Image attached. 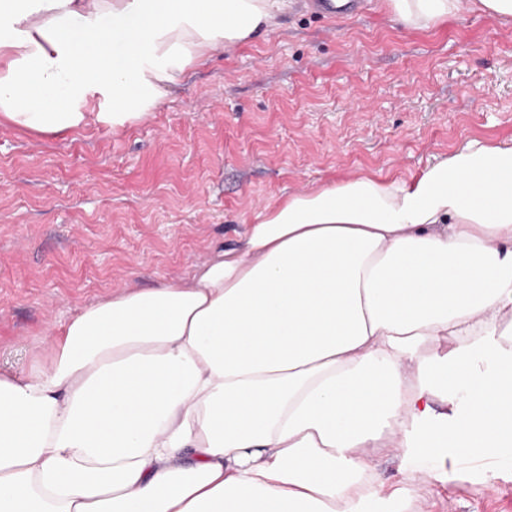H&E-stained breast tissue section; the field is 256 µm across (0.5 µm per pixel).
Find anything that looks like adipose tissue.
Returning a JSON list of instances; mask_svg holds the SVG:
<instances>
[{
    "label": "adipose tissue",
    "instance_id": "ef3b65f1",
    "mask_svg": "<svg viewBox=\"0 0 512 512\" xmlns=\"http://www.w3.org/2000/svg\"><path fill=\"white\" fill-rule=\"evenodd\" d=\"M289 0H0V123L146 117ZM405 25L461 0H389ZM450 411L436 413L435 399ZM408 479L512 463V146L284 198L184 283L125 288L0 371V512H405Z\"/></svg>",
    "mask_w": 512,
    "mask_h": 512
}]
</instances>
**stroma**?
<instances>
[{
    "label": "stroma",
    "instance_id": "stroma-1",
    "mask_svg": "<svg viewBox=\"0 0 512 512\" xmlns=\"http://www.w3.org/2000/svg\"><path fill=\"white\" fill-rule=\"evenodd\" d=\"M470 139L512 144V23L469 7L427 30L371 0L358 18L299 0L212 51L141 121L64 134L0 125V369L27 371L70 315L124 288L188 279L261 211L357 175L408 178ZM410 512H512L485 460L414 483L370 451Z\"/></svg>",
    "mask_w": 512,
    "mask_h": 512
}]
</instances>
